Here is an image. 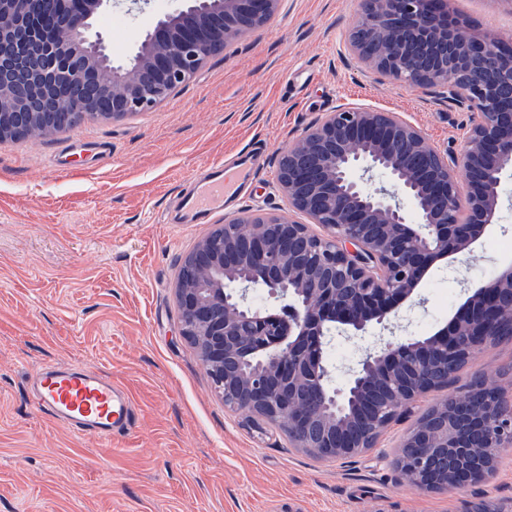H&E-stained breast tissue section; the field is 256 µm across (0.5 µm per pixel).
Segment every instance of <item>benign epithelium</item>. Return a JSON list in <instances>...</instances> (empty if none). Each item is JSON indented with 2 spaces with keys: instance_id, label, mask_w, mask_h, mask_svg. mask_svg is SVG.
<instances>
[{
  "instance_id": "obj_1",
  "label": "benign epithelium",
  "mask_w": 512,
  "mask_h": 512,
  "mask_svg": "<svg viewBox=\"0 0 512 512\" xmlns=\"http://www.w3.org/2000/svg\"><path fill=\"white\" fill-rule=\"evenodd\" d=\"M35 0H0V143L59 129L56 86L73 89L66 118L117 119L170 98L236 37L262 25L278 0H188L157 19L136 52L112 59L90 36L110 0H76L55 36ZM351 50L373 73L476 114L459 153L440 152L398 112L340 105L277 158L289 210L227 218L185 256L175 286L180 335L196 351L224 407L278 428L294 448L341 461L375 447L387 426L460 352L499 342L512 326V265L472 285L448 324L423 338L368 351L346 385L330 384L332 329L349 336L384 324L418 294L438 261L470 251L497 221L502 176L512 170V39L479 37L448 0H362ZM379 171L388 185L352 177ZM466 195L460 196L457 174ZM246 224L241 229L240 224ZM267 288L270 313L247 304ZM471 403L450 395L421 415L395 466L430 492L460 493L490 477L485 450L512 447V405L496 392ZM459 472L471 481L458 483Z\"/></svg>"
}]
</instances>
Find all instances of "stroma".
Returning <instances> with one entry per match:
<instances>
[{
	"instance_id": "obj_1",
	"label": "stroma",
	"mask_w": 512,
	"mask_h": 512,
	"mask_svg": "<svg viewBox=\"0 0 512 512\" xmlns=\"http://www.w3.org/2000/svg\"><path fill=\"white\" fill-rule=\"evenodd\" d=\"M179 0L143 10L118 0L95 26L114 58L129 55ZM479 34L512 38V0H452ZM361 0H280L270 24L231 42L173 97L117 120L0 143V512H461L487 502L512 512V448L494 475L461 494L409 487L392 465L415 421L474 376L512 399V341L471 358L447 387L415 399L375 448L321 461L274 428L224 408L179 334L174 286L182 257L223 216L168 224L188 178L262 148V168L236 211H284L275 157L336 106L401 113L441 151H459L472 115L424 89L378 81L348 48ZM512 175L498 220L473 252L436 262L393 332L335 335L328 356L343 385L390 335L442 328L471 283L512 264ZM71 364L111 376L136 422L102 441L33 402L39 370Z\"/></svg>"
}]
</instances>
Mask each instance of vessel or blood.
<instances>
[{
	"label": "vessel or blood",
	"instance_id": "vessel-or-blood-1",
	"mask_svg": "<svg viewBox=\"0 0 512 512\" xmlns=\"http://www.w3.org/2000/svg\"><path fill=\"white\" fill-rule=\"evenodd\" d=\"M261 154L250 150L213 164L175 198L173 223L198 224L240 200L255 179ZM39 405L74 432L104 438L123 435L135 421L131 404L111 377L67 366L41 370L33 379Z\"/></svg>",
	"mask_w": 512,
	"mask_h": 512
}]
</instances>
